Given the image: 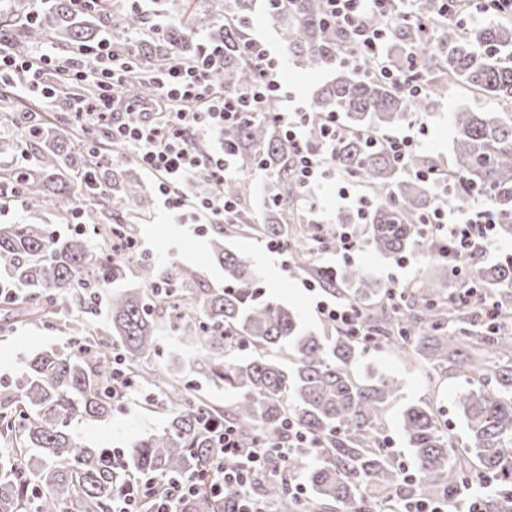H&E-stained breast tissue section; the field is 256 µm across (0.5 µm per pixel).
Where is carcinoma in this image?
<instances>
[{
  "label": "carcinoma",
  "instance_id": "obj_1",
  "mask_svg": "<svg viewBox=\"0 0 512 512\" xmlns=\"http://www.w3.org/2000/svg\"><path fill=\"white\" fill-rule=\"evenodd\" d=\"M154 15H171L166 35L136 43L130 22L110 24V0H96L79 12L71 0H41L31 15L21 0L4 5L8 43L27 57L45 39L69 50L94 44L107 35L112 50L132 53L131 72L112 90L128 103L154 101L152 76L172 63L200 60L221 47L224 64L210 70V83L221 93L253 84L257 62L243 51L255 0H224L206 41L197 39L194 14L178 0H152ZM473 0H414L413 10L438 20L433 39L418 23L387 26L389 15L375 12L367 22L388 29L392 54L387 60L404 70L414 60L423 92L411 96L392 82L363 76L339 63L343 48L356 40L326 17L325 0H275L269 16L279 30L288 57L312 69L332 73L308 107L309 130L335 112L345 132L336 145V165L364 184L377 198L368 222L367 242L377 253L397 259L415 252L448 265L467 267L471 256L423 234L419 219L443 199L463 205L475 197L495 207L497 230L512 236V23L471 27L461 18ZM466 83L500 104L504 112L461 110L452 116L453 163L445 174L446 194L417 172L435 167L428 158L396 160L380 132L408 116L426 117L448 87ZM271 97L261 111L231 130L237 145V178L221 187L206 175L182 183L178 192L196 201L220 190L234 201L249 190L246 177L262 169L265 184L262 222L242 210L228 219L248 224L262 239L292 249L296 260L331 296L360 308L374 344L394 349L437 375L464 377L457 409L470 442L457 447L442 426L439 410L428 404L407 406L400 426L413 449L417 480L404 479L384 450L381 415L400 390L399 381L378 372L354 376L364 346L344 332L315 336L297 314L260 293V271L252 258L224 244V225H212L211 259L224 269V287L203 288L195 275L162 271L136 256L118 260L112 251L92 246L76 234L53 236L43 224H0V283L17 292L7 303L23 314L51 324H68V346L43 351L25 361L15 380L0 381V512H112V496L144 476L156 481L199 479L185 512H230L232 497L211 493L221 472L237 465L215 448L210 429L230 424L247 440L270 449L267 469L255 477L251 500L271 512H390L408 499L453 502L465 485H492L483 498L485 512H512V335L502 323L512 319V260L477 268L473 276L493 293L500 311L493 320L460 306L455 296L423 282L413 290L382 285L355 267L341 270L310 264V242L329 234L305 225L288 240L286 226L300 224L302 188L293 174L292 153ZM0 123L22 133L3 152L27 151L29 164L0 172V193L30 208L77 214L81 224L112 240L118 229L135 236L125 216L137 219L146 209L141 184L112 164L124 146L103 138L97 126L61 133L37 112H21L9 92H0ZM140 284L127 285L130 264ZM170 283L164 290L157 284ZM111 289L107 322L85 319L97 306L98 292ZM168 328L197 348L198 371L224 386L230 406L200 398L181 373L157 362V336ZM249 349L252 355L232 354ZM123 359L127 373L142 389L144 402L168 411L156 432L135 440L121 465L112 449L91 446L72 430L75 420L112 414L128 396L112 388V356ZM314 440L312 448H289L288 425ZM303 474L313 497L300 502L292 477Z\"/></svg>",
  "mask_w": 512,
  "mask_h": 512
}]
</instances>
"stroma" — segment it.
I'll list each match as a JSON object with an SVG mask.
<instances>
[{"label":"stroma","instance_id":"stroma-1","mask_svg":"<svg viewBox=\"0 0 512 512\" xmlns=\"http://www.w3.org/2000/svg\"><path fill=\"white\" fill-rule=\"evenodd\" d=\"M249 38L262 41L282 59L286 75L289 109H306L321 85L328 79L325 70L312 71L284 57L278 34L266 16L263 7H256L246 28ZM496 104L482 92L469 86L449 87L446 97L433 114L424 118L409 117L392 127L398 135L415 130L421 143L420 153L434 160L441 167L451 166L453 126L452 115L461 109H495ZM126 173L138 180L148 194V213L144 224L138 225L136 237L151 261L163 269L177 268L195 272L205 287L219 288L224 284V272L210 258L209 231L200 230L194 213L175 215L167 211L155 189V179L143 171L135 160H128ZM375 204L371 192L357 184H337L334 177H327L318 185L307 189L301 215L306 223H318L322 228L336 231L358 226L357 209L360 203ZM44 224L58 236L67 237L82 233L88 240H96L91 226H77L73 219L49 210L26 208L15 202L0 209V224ZM226 243L235 249L248 252L252 258L269 256L270 264L260 265L262 285L267 293L294 310L305 329L316 335H331L333 324L317 312L318 301L326 299L322 289L308 290L310 276L291 260L288 253H269L265 240L255 238L235 225L225 227ZM354 267L394 288H414L425 280L446 284L447 272L437 263L411 257L407 266L385 258L372 249H365L353 262ZM69 331L65 326L48 327L17 316L13 306L0 303V380L11 379L24 370L22 356L32 355L49 348H61ZM160 364L176 360L183 376L191 381L196 392L213 405L223 406L229 399L223 387L214 385L196 371L197 353L184 345L167 330H160L158 341ZM381 371L396 377L401 390L384 408L382 424L385 435L392 443L393 457L404 466H411L410 450L400 432V418L406 406L428 403L438 408L442 420L458 446L468 441L465 425L458 413L455 400L464 389L461 377L433 376L425 366L405 360L393 349L368 348L357 371ZM165 422L160 412L144 409L139 400L133 399L115 409L112 415L95 421H78L75 432L89 443L109 448H128L133 440L157 431Z\"/></svg>","mask_w":512,"mask_h":512}]
</instances>
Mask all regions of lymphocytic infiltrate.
Wrapping results in <instances>:
<instances>
[{"label":"lymphocytic infiltrate","instance_id":"f902f5d3","mask_svg":"<svg viewBox=\"0 0 512 512\" xmlns=\"http://www.w3.org/2000/svg\"><path fill=\"white\" fill-rule=\"evenodd\" d=\"M380 2L327 0L330 21L340 28L355 31L360 42L359 49L346 51L341 61L364 75H377L404 84L409 95H419L423 90L419 81L391 69L384 61V30L364 23L370 6ZM245 51L258 62L257 79L250 87L230 94L215 93L208 83L210 63L177 62L159 70L155 77L161 99L173 103V110L158 112L149 118L141 104H129L123 119L118 120L114 117L112 88L128 71V60L116 54L105 39L93 47L77 46L71 49L66 60L69 77L76 81H91L98 86L99 94L95 101L77 102L73 108L77 118L107 126L113 141L133 146L141 167L155 176L166 206L179 212L186 202L174 194L175 186L203 171L220 185L231 171L230 162L235 151L233 141L226 137L221 151L202 154L196 149V135L206 131L228 134L243 118L246 108L283 93L278 59L255 39L248 42ZM53 72L49 55L40 52L35 58L20 60L0 39V79L9 78L14 88L39 94L42 102H49L56 95V88L49 79ZM278 118L292 145L294 174L301 188H308L335 171L336 141L341 135L336 115L324 119L314 141L309 138L305 112L283 111ZM448 214L447 207H436L422 218L421 224L435 229L439 240L448 242L461 253L483 256L496 247L498 217L493 208L470 211L455 221L449 220ZM215 439L225 456L238 458L240 464L225 470L220 482L213 487L214 495L221 498L226 492H237L236 512H253L252 503L243 491L264 457V449L256 444H245L231 425L217 431ZM192 495L193 486L188 482L173 480L163 485L150 479L133 482L113 497L112 512H180L181 504Z\"/></svg>","mask_w":512,"mask_h":512}]
</instances>
